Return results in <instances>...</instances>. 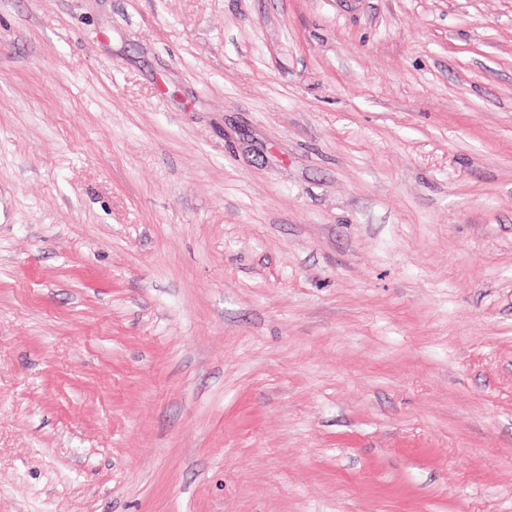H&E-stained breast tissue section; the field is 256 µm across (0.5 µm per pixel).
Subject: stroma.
Returning <instances> with one entry per match:
<instances>
[{
    "instance_id": "35a3bbf8",
    "label": "stroma",
    "mask_w": 512,
    "mask_h": 512,
    "mask_svg": "<svg viewBox=\"0 0 512 512\" xmlns=\"http://www.w3.org/2000/svg\"><path fill=\"white\" fill-rule=\"evenodd\" d=\"M0 512H512V0H0Z\"/></svg>"
}]
</instances>
